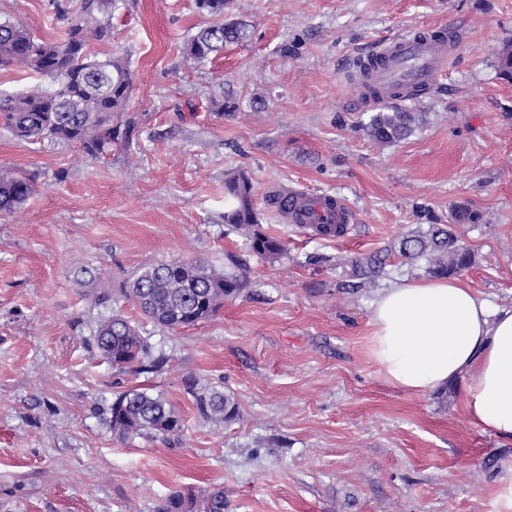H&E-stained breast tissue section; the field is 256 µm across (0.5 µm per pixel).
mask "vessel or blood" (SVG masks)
Returning <instances> with one entry per match:
<instances>
[{
	"label": "vessel or blood",
	"mask_w": 512,
	"mask_h": 512,
	"mask_svg": "<svg viewBox=\"0 0 512 512\" xmlns=\"http://www.w3.org/2000/svg\"><path fill=\"white\" fill-rule=\"evenodd\" d=\"M461 34L452 28H416L375 43L352 63L351 71L362 87L356 104L377 107L437 86L446 75ZM283 223L307 233L340 239L355 216L348 202L331 193L284 187Z\"/></svg>",
	"instance_id": "obj_1"
}]
</instances>
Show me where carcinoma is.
Segmentation results:
<instances>
[{"label":"carcinoma","mask_w":512,"mask_h":512,"mask_svg":"<svg viewBox=\"0 0 512 512\" xmlns=\"http://www.w3.org/2000/svg\"><path fill=\"white\" fill-rule=\"evenodd\" d=\"M199 11L210 18L182 49L188 61L203 62L224 52L227 44L249 37V24L224 20L227 0H196ZM116 0H78L75 8L63 11L67 27L56 40L37 39L24 26L9 20L0 22V67L14 65L51 80L53 89L36 85L20 94H0V119L14 137L26 141L50 139L74 143L87 158L96 160L126 141V134L113 119L125 111L131 76L124 58L98 57L92 42L111 38L109 17ZM412 113L400 108L376 112L365 130L380 145H392L411 131ZM32 193V180L18 170L0 167V212L12 213ZM224 223L243 239L252 252L271 260L287 253L286 243L261 230L254 205V186L242 172L224 178ZM480 215L464 205L452 209L450 223L431 224L425 233L410 234L400 243V253L409 260L425 259L429 272L437 277L456 276L473 264L470 249L460 243L453 226L476 224ZM383 271V262L370 258L358 265V287L370 285ZM249 287L248 277L237 264L219 274L197 261L174 260L141 268L123 297L132 302L143 318L156 327L173 331L213 317L224 305ZM100 355L116 368L137 365L159 371L167 363L155 356L148 339L137 325L121 314L101 321L94 336ZM187 389L199 413L211 424L222 427L235 420L238 406L231 394L217 387ZM100 410L112 433L122 439L177 435L183 419L161 396L144 388L126 390L102 398ZM158 512H224V491L215 488L197 497L176 492Z\"/></svg>","instance_id":"cac0c4a2"}]
</instances>
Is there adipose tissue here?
Instances as JSON below:
<instances>
[{
  "instance_id": "ef3b65f1",
  "label": "adipose tissue",
  "mask_w": 512,
  "mask_h": 512,
  "mask_svg": "<svg viewBox=\"0 0 512 512\" xmlns=\"http://www.w3.org/2000/svg\"><path fill=\"white\" fill-rule=\"evenodd\" d=\"M370 354L387 384L420 395L465 382L466 415L512 439V306H495L457 278L396 283L373 305Z\"/></svg>"
}]
</instances>
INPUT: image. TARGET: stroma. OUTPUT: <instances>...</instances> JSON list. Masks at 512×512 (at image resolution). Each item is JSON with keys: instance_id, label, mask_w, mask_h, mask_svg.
I'll return each instance as SVG.
<instances>
[{"instance_id": "obj_1", "label": "stroma", "mask_w": 512, "mask_h": 512, "mask_svg": "<svg viewBox=\"0 0 512 512\" xmlns=\"http://www.w3.org/2000/svg\"><path fill=\"white\" fill-rule=\"evenodd\" d=\"M75 3L0 0V20L57 39ZM227 15L250 39L188 64L182 47L208 21L195 0H121L111 41L91 50L128 61L129 141L98 160L0 128V166L34 179L22 208L0 214V512H156L169 494L216 488L224 512H495L512 440L469 422L463 381L390 387L368 337L384 288L430 276L401 239L459 204L482 216L457 228L473 254L462 280L512 305V80L496 58L512 0H230ZM423 25L460 29L462 49L439 85L401 101L413 133L379 145L348 65ZM230 170L250 178L262 230L287 255L262 258L225 226ZM276 184L344 197L357 217L346 239L281 223L264 203ZM374 254L384 275L356 287V262ZM234 259L249 288L189 328H154L119 297L150 264L220 272ZM115 312L164 371L100 357L96 327ZM191 379L230 391L236 419L203 418ZM138 387L175 407L179 435L113 436L97 398Z\"/></svg>"}]
</instances>
